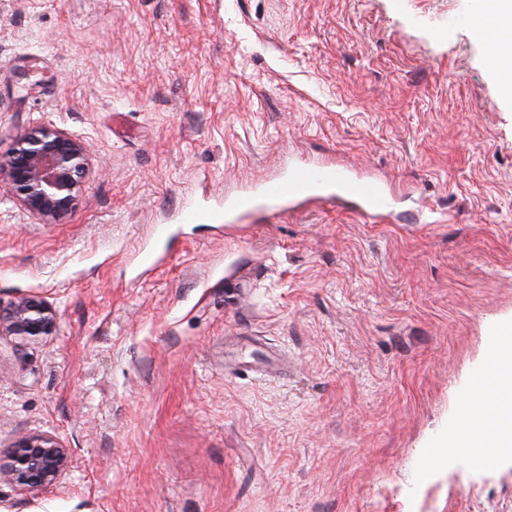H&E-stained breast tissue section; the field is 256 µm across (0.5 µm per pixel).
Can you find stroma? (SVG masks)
<instances>
[{"mask_svg":"<svg viewBox=\"0 0 512 512\" xmlns=\"http://www.w3.org/2000/svg\"><path fill=\"white\" fill-rule=\"evenodd\" d=\"M460 0H0V154L49 122L90 147L73 212L0 194V462L68 448L0 512H512V459L427 469L512 326V98ZM399 186L180 224L288 159ZM450 221L403 223L429 210ZM154 224L165 263L136 277ZM181 216L188 224H219L222 211L209 204L187 200L181 209ZM57 313L41 297L22 296L12 301L4 313L0 309V336L32 340L56 330ZM68 449L56 436L33 434L13 446L9 463L0 466V479L29 491L57 483L69 466Z\"/></svg>","mask_w":512,"mask_h":512,"instance_id":"obj_1","label":"stroma"}]
</instances>
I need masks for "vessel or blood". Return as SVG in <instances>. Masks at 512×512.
I'll list each match as a JSON object with an SVG mask.
<instances>
[{"label":"vessel or blood","instance_id":"obj_1","mask_svg":"<svg viewBox=\"0 0 512 512\" xmlns=\"http://www.w3.org/2000/svg\"><path fill=\"white\" fill-rule=\"evenodd\" d=\"M474 27L489 38L493 57L512 55V44L493 37L494 19L479 17ZM343 198L354 206L362 221L384 222L398 200L393 184L359 170L332 162H288L271 176L262 178L235 196L225 198L223 208L193 200L186 201L181 216L189 224H217L223 215L247 214L259 208L282 212L308 201H333Z\"/></svg>","mask_w":512,"mask_h":512}]
</instances>
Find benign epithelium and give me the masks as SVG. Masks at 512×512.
I'll use <instances>...</instances> for the list:
<instances>
[{
    "label": "benign epithelium",
    "mask_w": 512,
    "mask_h": 512,
    "mask_svg": "<svg viewBox=\"0 0 512 512\" xmlns=\"http://www.w3.org/2000/svg\"><path fill=\"white\" fill-rule=\"evenodd\" d=\"M89 161L82 139L51 123H36L17 136L11 152L0 155V179L25 213L52 224L75 208ZM56 325L55 309L41 297H19L0 312V336L32 340L53 334ZM68 466V449L59 438L33 434L14 444L0 479L35 490L57 483Z\"/></svg>",
    "instance_id": "obj_1"
}]
</instances>
